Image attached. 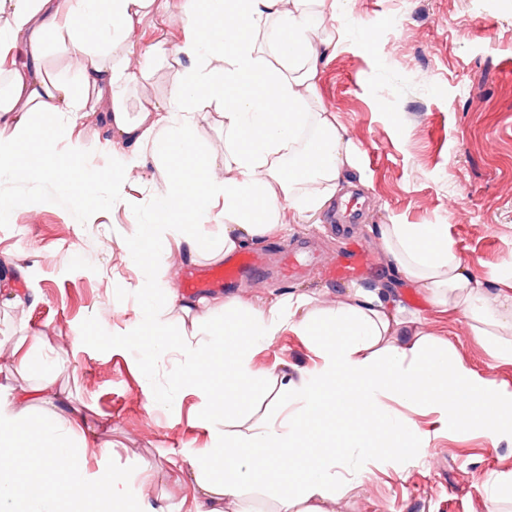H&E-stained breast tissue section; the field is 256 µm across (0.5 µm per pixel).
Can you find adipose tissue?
<instances>
[{
  "label": "adipose tissue",
  "instance_id": "obj_1",
  "mask_svg": "<svg viewBox=\"0 0 512 512\" xmlns=\"http://www.w3.org/2000/svg\"><path fill=\"white\" fill-rule=\"evenodd\" d=\"M154 0H0V52L20 50L0 115L15 117L12 134L0 135V178L38 175L87 202L95 183L80 143L66 159L55 146L79 113L109 101L108 126L128 146L113 166L114 195L122 176L142 163L145 151L168 163L167 189L156 197L148 224L128 246L137 265L154 262L170 246L195 249L214 212L224 218V253L277 233L280 213L308 220L320 213L352 161L346 132L326 112L309 109L322 41L319 31L336 0H183L186 37L175 48L179 82L164 100L139 112L125 106L147 63L113 59L130 40ZM67 44L78 79L50 77L48 39ZM224 118V157H200L193 130L203 109ZM32 112L57 118L29 125ZM38 148L27 151L26 146ZM381 236L397 272L429 292L438 313L461 318L497 359L512 363V260L487 278L474 276L459 257L444 224H387ZM174 301L148 304L126 340L151 359ZM407 310L392 289L345 291L328 308L305 294L253 306L224 301L222 327L198 341H183L186 374L205 398L204 414L220 417L248 399L262 373L257 350L283 330L314 339V370L281 373L283 416L266 420L242 438L215 430L210 447L174 463V481L189 485L188 507L154 506L137 494L116 467H86L87 447L69 444L62 416L45 410L35 423L0 404V512H14L24 497L28 512H226L253 488L276 489L274 512H327V503L358 489L370 462L414 456L424 440L404 408L436 414L441 424L477 428L490 439L512 428V389L472 369L445 338L406 331ZM223 397H215V378ZM26 469L23 486L15 475Z\"/></svg>",
  "mask_w": 512,
  "mask_h": 512
}]
</instances>
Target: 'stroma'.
<instances>
[{"label": "stroma", "instance_id": "1", "mask_svg": "<svg viewBox=\"0 0 512 512\" xmlns=\"http://www.w3.org/2000/svg\"><path fill=\"white\" fill-rule=\"evenodd\" d=\"M184 36L181 0H155L135 44L115 48V57L133 60L160 40L167 49L127 94L129 112L170 95L179 75L172 51ZM319 36L329 46L310 108L331 112L346 131L355 162L344 167L338 193L360 197L365 222L336 223L331 203L308 222L283 213V230L254 244L266 254L265 274L181 297L168 314L167 347L149 370L123 343L126 325L143 309L141 291L176 283L190 266L213 264V250L224 244L223 222L205 225L198 250L174 247L157 262L132 264L126 246L148 222L167 169L147 161L129 174L122 202L113 203L111 134L99 111L81 113L73 130L98 178L97 202L79 206L40 177L0 179V200L9 205L0 214V398L45 386L43 401L24 405V419L37 421L53 407L78 414L70 435L87 443L88 469L106 462L141 485L137 467L151 466L156 477L141 487L155 505L186 496L168 472L213 438L202 395L175 380L185 358L169 346L220 326L225 298L257 305L303 292L327 308L346 288L388 282L416 313L415 328L450 339L475 371L512 384V364L494 360L463 321L430 312L426 291L396 272L381 237L386 224H444L476 276L512 259V0H338ZM355 246L373 257L371 269L349 281L319 274V266L352 260ZM290 252L314 262L286 280L279 261ZM30 351L47 360L64 356L53 382L22 366ZM318 362L312 337L282 332L254 355V370L269 378L227 431L247 432L271 415L281 396L274 374ZM172 383L178 386L172 404L153 407L149 392ZM416 420L432 434L423 453L370 464L361 488L331 503L332 512H475L488 477L512 472V441L454 428L437 436L435 415ZM104 446L109 456L100 455Z\"/></svg>", "mask_w": 512, "mask_h": 512}]
</instances>
